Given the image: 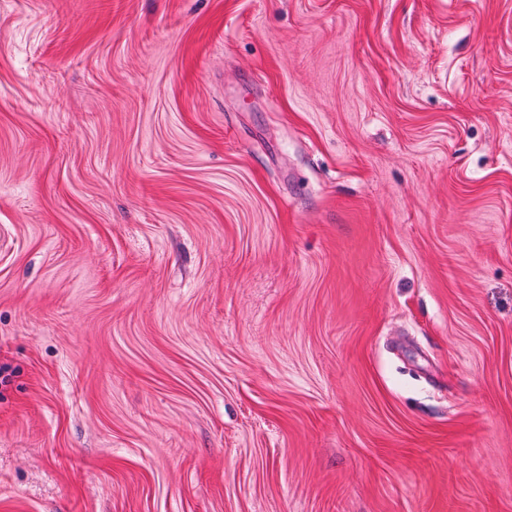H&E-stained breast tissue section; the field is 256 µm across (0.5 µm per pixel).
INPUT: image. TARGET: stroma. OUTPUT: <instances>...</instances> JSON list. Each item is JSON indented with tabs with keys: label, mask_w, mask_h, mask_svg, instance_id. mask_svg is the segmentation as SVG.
<instances>
[{
	"label": "stroma",
	"mask_w": 512,
	"mask_h": 512,
	"mask_svg": "<svg viewBox=\"0 0 512 512\" xmlns=\"http://www.w3.org/2000/svg\"><path fill=\"white\" fill-rule=\"evenodd\" d=\"M0 512H512V0H0Z\"/></svg>",
	"instance_id": "stroma-1"
}]
</instances>
